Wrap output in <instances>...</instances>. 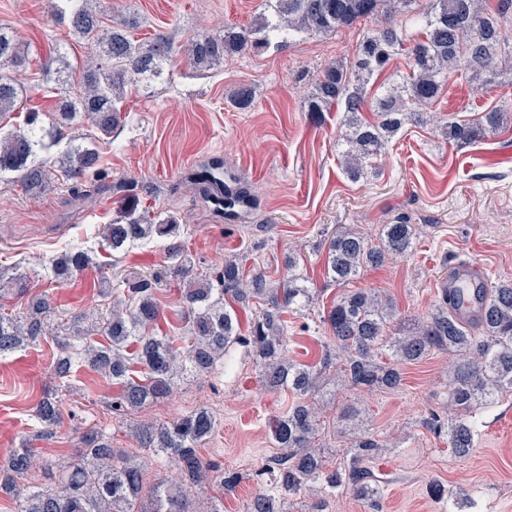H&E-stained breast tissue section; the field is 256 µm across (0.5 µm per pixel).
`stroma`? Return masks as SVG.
I'll list each match as a JSON object with an SVG mask.
<instances>
[{"instance_id": "obj_1", "label": "stroma", "mask_w": 512, "mask_h": 512, "mask_svg": "<svg viewBox=\"0 0 512 512\" xmlns=\"http://www.w3.org/2000/svg\"><path fill=\"white\" fill-rule=\"evenodd\" d=\"M259 3L100 0L99 8L107 15L118 10L138 17L136 38L162 30L179 47L204 28L248 26ZM52 12V0H0V25L13 29L27 53L15 75L29 104L46 116L55 108L45 88L54 77L56 47H64L75 65L89 52L54 21ZM362 33L356 24L332 35L304 37L259 54L226 58L208 72L177 59L167 80L129 90L123 123L99 147L104 177H87L76 191L60 181L39 195L1 182L0 268L25 276L29 292H10L0 303L19 312L31 295L48 294L58 335L103 340L112 295L168 264L162 240L115 255L101 248L99 228L131 208L184 218L180 239L195 272L203 276L234 255L245 259L247 270L282 281L289 262H296L298 274L315 290L310 307L286 315L288 355L302 364L315 362L330 340L320 316L342 292L324 277L327 245L337 231L352 230L375 241L382 225L401 219L415 226L410 257L364 270L353 282L390 296L409 318L426 315L438 302L440 281L453 261L477 263L492 284L512 280V129L459 148L444 139L439 125L409 126L378 156L377 174L352 181L343 173L337 154L343 115L334 109L311 115L307 100L324 67L352 61ZM243 87L254 98L247 111L229 101ZM511 92L508 85L485 92L454 79L431 110L474 118ZM215 160L257 199L239 219H225L187 182ZM74 246L93 250L97 264L58 281L50 260ZM105 278L113 289L109 296L101 292ZM154 296L161 309L160 331L183 336L187 324L179 281L163 280ZM57 353L54 339L47 337L0 354V462L25 439L38 464L69 459L82 433L96 429L113 447L146 464L147 485L177 481L176 465L138 447L126 417L113 414L118 386L85 366L69 378L56 377ZM48 387L57 389L63 415L54 435L42 438L33 411ZM325 390L336 397L324 413L321 440L333 464L350 451L336 434L337 415L354 394L333 375ZM447 396L448 357L440 352L405 366L399 389L367 394L364 427L389 441L370 465L380 485V508L372 510L344 492L330 500L329 512H512V394L477 409L476 446L462 458L451 452L447 431L428 425ZM292 400L291 393L265 388L246 349L235 346L211 372L182 375L168 398L147 406L138 418L163 423L200 408L212 411L218 426L199 454L242 473L237 487L224 494V512H242L244 501L270 486L261 473L277 453L268 422ZM434 482L445 486L446 499L432 497Z\"/></svg>"}]
</instances>
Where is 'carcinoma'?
<instances>
[{"instance_id": "1", "label": "carcinoma", "mask_w": 512, "mask_h": 512, "mask_svg": "<svg viewBox=\"0 0 512 512\" xmlns=\"http://www.w3.org/2000/svg\"><path fill=\"white\" fill-rule=\"evenodd\" d=\"M54 20L68 26L72 35L95 47L78 77L61 62L50 91L57 97L58 125L44 127L40 112L30 109L23 122L10 129L0 126V177L9 175L29 191L41 193L55 183V174L43 156L58 145L60 125L78 113L97 130L87 139L69 141L59 159L61 178L80 185L90 174H101L100 152L95 142L109 136L121 123L122 103L128 90L163 79L174 53L171 35L159 32L145 42L134 39L136 20L121 13L108 24L91 7L90 0H55ZM362 21L365 28L349 66L325 67L315 79L307 111L325 112L335 105L344 112L343 172L359 179L363 167L382 153L388 142L408 124H426L434 115L426 111L457 74H467L479 89L502 85L512 74V0H262L256 21L247 27L224 29L220 34L202 30L180 49L199 71H209L234 54H244L284 43L300 33L334 34ZM404 52L410 71L398 76L387 93L370 96V82L387 73L399 52ZM23 63L13 33L0 27V119L25 108L27 96L12 69ZM370 110L376 119L362 120ZM512 120V100L473 120L444 117L441 127L449 143L465 147L496 132ZM220 165L204 166L193 176L200 196L226 219H237L252 208L249 187L216 174ZM179 219L169 214L129 213L102 228L103 238L114 252L154 238L170 240V264L165 275L187 282L182 302L189 319L191 344L186 354L173 347L168 336L149 330L159 313L153 296L157 280L129 284L125 299L110 311V343L86 342L76 348L60 342L55 371L65 378L77 363L85 364L120 385L112 402L115 412H127L167 397L184 367L198 373L212 371L227 349L249 348L263 383L271 390L286 388L298 396L288 410L274 420L272 439L280 453L269 463L271 488L255 495L244 512H288L293 498L310 493L316 500L309 512H326V498L349 492L379 509L380 490L368 464L384 447L370 433L352 440L353 455L347 464L327 469L316 444L322 428L320 388L325 372L339 368L353 390H395L402 385L401 365L417 363L430 353H448V447L460 457L476 446L479 406L512 394V281L489 289L477 325L459 320L448 306V294L423 319H400L388 296L358 289L345 292L328 313L337 350H325L314 366L288 359L287 326L283 313L301 309L313 299L312 289L299 274L276 284L264 272L244 274L242 261H224L204 278L194 273L181 243L175 241ZM415 228L404 221L384 224L381 245L373 246L360 233L344 231L328 245V278L338 285L356 279L367 267L404 258L413 251ZM87 250L66 252L51 260L60 281L91 264ZM235 304L259 301L262 308L241 333ZM55 333L51 304L34 298L26 311L0 314V353L14 351ZM35 417L48 432L61 419L55 397L44 396ZM215 416L200 409L167 424L140 421L129 425L142 448H152L177 465L181 486L155 487L142 505L143 466L124 450L96 432L84 437L73 460L57 467L54 481L38 483L31 473L32 457L23 443L11 451L0 467V494L12 497L17 512H224V499L192 505L182 486L209 484L218 491L234 489L240 473L224 471L201 461L199 448L215 432Z\"/></svg>"}]
</instances>
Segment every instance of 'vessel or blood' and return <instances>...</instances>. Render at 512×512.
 Wrapping results in <instances>:
<instances>
[{"label": "vessel or blood", "instance_id": "obj_1", "mask_svg": "<svg viewBox=\"0 0 512 512\" xmlns=\"http://www.w3.org/2000/svg\"><path fill=\"white\" fill-rule=\"evenodd\" d=\"M441 285L447 288L448 301L461 320H478L486 302L487 279L475 263L458 260L450 264Z\"/></svg>", "mask_w": 512, "mask_h": 512}]
</instances>
